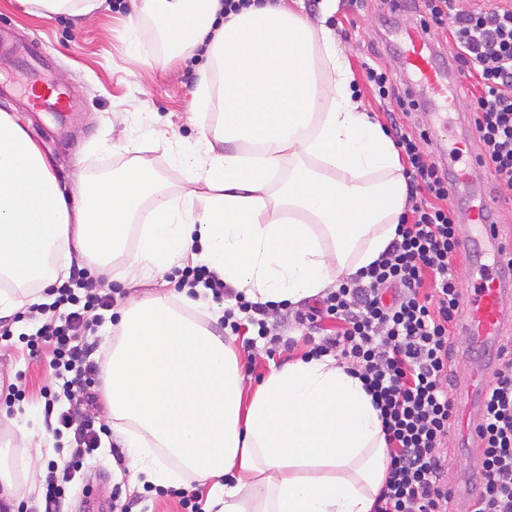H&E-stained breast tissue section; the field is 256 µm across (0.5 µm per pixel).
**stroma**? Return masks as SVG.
Segmentation results:
<instances>
[{"label": "stroma", "instance_id": "obj_1", "mask_svg": "<svg viewBox=\"0 0 512 512\" xmlns=\"http://www.w3.org/2000/svg\"><path fill=\"white\" fill-rule=\"evenodd\" d=\"M285 2L298 6L313 28L333 30L343 60L360 86L362 110L377 123H384L387 110L395 103L374 96L364 66L386 67L397 82H406L395 34L415 27V18L383 9L378 0H367L360 11L348 0H337L335 13L328 17L316 0ZM0 35L10 41L8 52L0 55V83L12 90L11 95L0 96V109L25 113L33 134L53 152L60 180H69L77 170L90 181L121 169L131 159L122 146L126 140L135 139L144 146L166 192L173 196L183 192L186 175L168 152L157 148V134L163 130L175 144L194 145L201 132L213 130L224 119L221 88L219 83H212L208 101L199 102L195 95L196 65L169 61L166 42L150 18L135 13L132 0H104L93 15L60 14L49 19L26 14L15 0H0ZM36 44L45 52V78L62 81L69 93L71 110L66 121H59L50 112L24 110L30 53ZM470 111V94L463 89L448 112L416 111L408 127L416 132L433 125L440 127L438 141L427 145L433 156L444 155L449 143L462 139L471 155L476 153L477 144L470 137ZM93 142L101 144V151L89 152ZM36 327V322L29 320L15 323L14 338L0 341V386L13 383L23 391L21 406L37 442L29 457L45 462L57 456L55 440L45 426L41 396L42 388L52 384L54 372L46 357L30 358L25 343L18 339L19 333ZM320 340L319 334H306L290 315L270 324L268 338L255 339L251 345H244L242 337H232L244 374V400L252 399L273 370L300 360ZM88 486L107 507L112 505L115 492L127 498L145 494L143 486L125 475L106 447L86 468L82 482L70 488L65 512H86L84 489Z\"/></svg>", "mask_w": 512, "mask_h": 512}]
</instances>
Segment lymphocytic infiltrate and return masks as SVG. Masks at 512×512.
Here are the masks:
<instances>
[{
  "label": "lymphocytic infiltrate",
  "instance_id": "f902f5d3",
  "mask_svg": "<svg viewBox=\"0 0 512 512\" xmlns=\"http://www.w3.org/2000/svg\"><path fill=\"white\" fill-rule=\"evenodd\" d=\"M419 18L425 34L445 35L463 78L476 79L471 121L484 169L512 190V7L467 6L466 0H384ZM380 99L394 100L384 130L398 150L407 183V206L394 238L373 263L327 289L320 306L296 312L310 329L327 319L338 327L310 356L332 352L346 359L379 412L388 458L385 481L373 512H449L454 488L444 477L448 432L454 423L451 369L456 326L464 303L457 265L461 237L458 215L448 201V172L432 161L406 120L416 108L409 89L398 88L391 72L367 67ZM180 287L208 290L215 302L232 298L224 324L239 334L246 314L266 329L278 307L247 300L207 265L185 267ZM52 303L36 306L41 322L27 339L30 355L50 348L55 381L45 387V416L65 454L47 464L42 499L35 510L60 512L59 504L88 459L109 437L96 423L99 360L89 337L115 298L101 292L90 270L71 266L67 281L47 289ZM482 462L477 512H512V351L500 353L483 403Z\"/></svg>",
  "mask_w": 512,
  "mask_h": 512
}]
</instances>
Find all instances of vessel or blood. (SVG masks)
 I'll return each mask as SVG.
<instances>
[{"label": "vessel or blood", "instance_id": "1", "mask_svg": "<svg viewBox=\"0 0 512 512\" xmlns=\"http://www.w3.org/2000/svg\"><path fill=\"white\" fill-rule=\"evenodd\" d=\"M402 62L415 88L418 107L441 110L448 106V86L445 69L440 66L433 39L414 29L399 37ZM31 96L26 106L32 112L65 113L69 99L62 88L44 78H33ZM448 190L450 199L466 206L471 220L477 226L473 235L462 237L460 251L475 257L473 270L479 275V286L469 301V309L462 334L474 350L497 351L503 336L507 317V299L512 298V236H504L494 224L495 205L484 195H464L461 191L470 179L468 168H449ZM493 365L475 371L467 384L466 394L456 405V428L465 446L470 468L481 465L478 432L482 423L480 408L484 393L492 382Z\"/></svg>", "mask_w": 512, "mask_h": 512}]
</instances>
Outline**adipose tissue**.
I'll return each mask as SVG.
<instances>
[{"label":"adipose tissue","instance_id":"adipose-tissue-1","mask_svg":"<svg viewBox=\"0 0 512 512\" xmlns=\"http://www.w3.org/2000/svg\"><path fill=\"white\" fill-rule=\"evenodd\" d=\"M180 57L206 46L224 123L188 149L160 147L189 174L167 196L138 142L133 160L88 183L60 182L54 158L19 115L0 110V315L46 303L72 259L111 276L131 224L130 287L184 260L214 268L252 300L298 302L374 262L407 199L397 151L354 97V77L327 27L284 5L223 17L220 0H138ZM259 147L258 162L215 142ZM287 171L278 192L270 183ZM203 300H124L102 366L105 402L133 477L191 476L219 512H372L387 448L362 381L330 357L273 371L242 401L235 352L204 326Z\"/></svg>","mask_w":512,"mask_h":512}]
</instances>
